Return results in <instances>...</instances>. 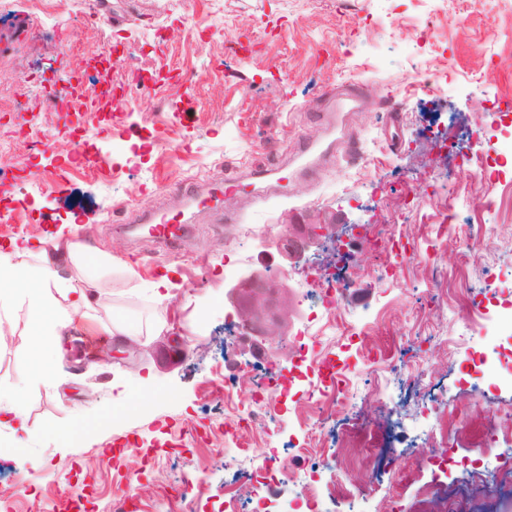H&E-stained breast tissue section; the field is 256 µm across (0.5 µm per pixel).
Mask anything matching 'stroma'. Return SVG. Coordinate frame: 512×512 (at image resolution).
Returning a JSON list of instances; mask_svg holds the SVG:
<instances>
[{
	"mask_svg": "<svg viewBox=\"0 0 512 512\" xmlns=\"http://www.w3.org/2000/svg\"><path fill=\"white\" fill-rule=\"evenodd\" d=\"M88 2L50 0L37 13L29 0H0V32L24 15L33 24L0 57V166L26 170L0 242H35L43 222H73L82 241L133 261L139 277L113 272L67 334L44 342L30 333L28 304L12 306L0 387L26 382L31 440L29 450L17 449L13 431L0 427V512L34 503L41 512H113L119 503L126 512H224L226 503L249 501L245 476L268 446L277 449L274 468L293 475L268 489L281 502L307 480L324 494L338 485L414 512L426 484L463 493L478 512H512V485L493 473L512 440L471 445L475 429L512 409V190L473 177L458 157L512 149V118L484 108L501 96L512 101V0H97L112 19L95 24L85 19ZM94 58L110 59L116 75L137 67L166 89L123 104L117 120L118 106L87 80L86 95L102 101L82 118L91 150L106 161L95 176L72 164L71 134L42 93ZM355 83L363 101L321 123L326 88ZM42 133L52 147L31 149ZM168 141L177 156L162 150ZM64 163L70 170L59 184L52 172ZM259 166L279 167V178H252ZM229 176L239 190L194 210L176 244L141 231L144 214L184 207L188 193L208 196ZM406 186L415 217L393 232L414 258L388 270L375 266L361 227L381 215L379 189ZM456 193L471 206H458L449 223H422ZM327 216L334 235L307 265L266 244L281 225ZM478 224L487 235L462 259L458 242ZM341 251L348 277L361 281L341 308L353 336L310 320L316 296L304 286L306 270L336 265ZM169 267L179 288L160 306L141 286ZM489 267L507 282L486 304L498 322L490 342L472 335L457 306L483 289ZM241 271L281 283L286 342L233 328L227 292ZM112 317L142 328L136 351L109 362L77 359L79 324L100 329ZM302 330L319 341L315 360L349 378L355 407L324 414L307 399H283L265 424L244 430L251 387L239 383L241 369L258 378L271 361L294 368ZM37 349L52 355V382L26 379ZM417 363L428 373L419 387L407 379ZM116 379L129 382L121 404L112 401ZM380 381L411 418L359 464L350 438L388 428L389 413L371 396ZM437 408L448 418L454 460L446 465L421 447ZM320 417L323 437L301 450L305 421ZM229 432L245 435L246 447L225 445Z\"/></svg>",
	"mask_w": 512,
	"mask_h": 512,
	"instance_id": "35a3bbf8",
	"label": "stroma"
}]
</instances>
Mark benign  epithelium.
Wrapping results in <instances>:
<instances>
[{
	"label": "benign epithelium",
	"mask_w": 512,
	"mask_h": 512,
	"mask_svg": "<svg viewBox=\"0 0 512 512\" xmlns=\"http://www.w3.org/2000/svg\"><path fill=\"white\" fill-rule=\"evenodd\" d=\"M330 228L328 222L318 224H283L269 239L285 257L299 264L306 253L320 244ZM276 284L272 277L258 272H244L230 291V302L250 336L278 335V321L267 315L269 296Z\"/></svg>",
	"instance_id": "benign-epithelium-1"
}]
</instances>
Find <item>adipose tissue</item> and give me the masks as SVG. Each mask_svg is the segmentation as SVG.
<instances>
[{"instance_id":"adipose-tissue-1","label":"adipose tissue","mask_w":512,"mask_h":512,"mask_svg":"<svg viewBox=\"0 0 512 512\" xmlns=\"http://www.w3.org/2000/svg\"><path fill=\"white\" fill-rule=\"evenodd\" d=\"M112 268L111 255L76 238L54 255L9 239L0 245V324L19 296L34 314L33 335H62L74 313L87 308L96 296L101 275Z\"/></svg>"}]
</instances>
